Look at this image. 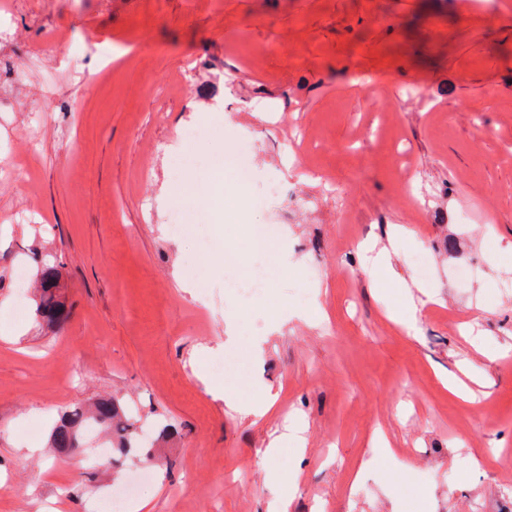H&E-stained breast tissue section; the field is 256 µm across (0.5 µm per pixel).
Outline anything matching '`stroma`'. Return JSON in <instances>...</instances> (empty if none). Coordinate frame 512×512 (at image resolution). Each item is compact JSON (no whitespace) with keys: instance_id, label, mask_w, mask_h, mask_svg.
Wrapping results in <instances>:
<instances>
[{"instance_id":"obj_1","label":"stroma","mask_w":512,"mask_h":512,"mask_svg":"<svg viewBox=\"0 0 512 512\" xmlns=\"http://www.w3.org/2000/svg\"><path fill=\"white\" fill-rule=\"evenodd\" d=\"M0 87V512H273L267 474L293 464L288 512H512V467L465 463L512 452V0H0ZM219 165L228 212L205 201ZM255 224L284 262L247 250ZM397 225L396 265L438 292L407 329L360 249ZM465 360L472 403L438 378ZM211 374L278 402L233 411ZM100 396L174 425L155 465L49 447ZM297 412L302 462L266 458ZM42 295L38 304V314L48 321L56 320L64 310L63 303L55 294L58 285V272L55 266L49 265V260H41Z\"/></svg>"}]
</instances>
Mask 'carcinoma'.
<instances>
[{"label":"carcinoma","mask_w":512,"mask_h":512,"mask_svg":"<svg viewBox=\"0 0 512 512\" xmlns=\"http://www.w3.org/2000/svg\"><path fill=\"white\" fill-rule=\"evenodd\" d=\"M42 295L38 314L56 320L64 310L63 303L55 294L58 288V272L46 259L41 260ZM98 429V437L126 454L139 447L134 437V422L127 418L116 398H101L88 408L68 409L60 412L49 439L52 448H80L84 445L88 430Z\"/></svg>","instance_id":"obj_1"}]
</instances>
